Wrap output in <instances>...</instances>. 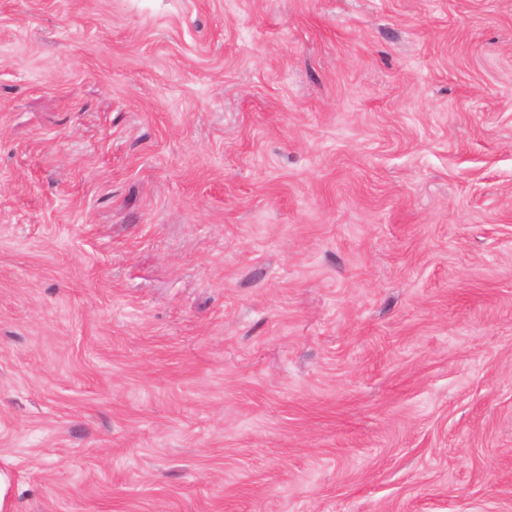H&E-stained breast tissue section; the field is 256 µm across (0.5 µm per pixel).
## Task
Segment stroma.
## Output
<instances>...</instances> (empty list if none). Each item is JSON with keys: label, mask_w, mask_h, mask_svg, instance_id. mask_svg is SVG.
I'll return each mask as SVG.
<instances>
[{"label": "stroma", "mask_w": 512, "mask_h": 512, "mask_svg": "<svg viewBox=\"0 0 512 512\" xmlns=\"http://www.w3.org/2000/svg\"><path fill=\"white\" fill-rule=\"evenodd\" d=\"M4 512H512V0H0Z\"/></svg>", "instance_id": "stroma-1"}]
</instances>
